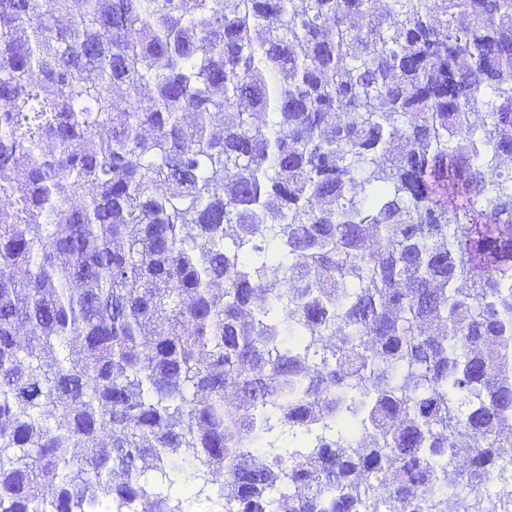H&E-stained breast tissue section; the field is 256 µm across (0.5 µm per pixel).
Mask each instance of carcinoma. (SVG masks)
<instances>
[{
    "label": "carcinoma",
    "instance_id": "1",
    "mask_svg": "<svg viewBox=\"0 0 512 512\" xmlns=\"http://www.w3.org/2000/svg\"><path fill=\"white\" fill-rule=\"evenodd\" d=\"M188 481L512 503V0H0V512Z\"/></svg>",
    "mask_w": 512,
    "mask_h": 512
}]
</instances>
